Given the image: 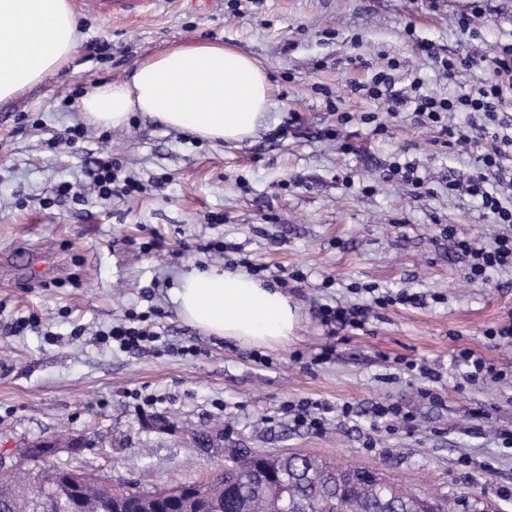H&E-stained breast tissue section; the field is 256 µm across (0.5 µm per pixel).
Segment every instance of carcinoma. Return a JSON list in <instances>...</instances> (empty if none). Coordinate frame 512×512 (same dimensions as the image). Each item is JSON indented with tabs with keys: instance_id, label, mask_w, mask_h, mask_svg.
Wrapping results in <instances>:
<instances>
[{
	"instance_id": "carcinoma-1",
	"label": "carcinoma",
	"mask_w": 512,
	"mask_h": 512,
	"mask_svg": "<svg viewBox=\"0 0 512 512\" xmlns=\"http://www.w3.org/2000/svg\"><path fill=\"white\" fill-rule=\"evenodd\" d=\"M262 457L250 448L227 446L224 461L216 462L223 471L206 482L190 483L178 504L170 502L171 489L161 487L133 498L128 512H490L484 495L475 491L460 497H422L396 488L381 474L356 478V466L307 454H273L272 478L241 483ZM63 476V468L43 465L39 458L0 471V512H47L37 485ZM106 488V479L82 473V512H97Z\"/></svg>"
}]
</instances>
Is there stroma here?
Listing matches in <instances>:
<instances>
[{
  "label": "stroma",
  "mask_w": 512,
  "mask_h": 512,
  "mask_svg": "<svg viewBox=\"0 0 512 512\" xmlns=\"http://www.w3.org/2000/svg\"><path fill=\"white\" fill-rule=\"evenodd\" d=\"M69 2L79 21L70 62L0 101V454L64 430L85 445L53 463L151 491L205 479L210 457L186 431L218 427L228 443L376 469L414 494L477 489L512 512L501 495L512 489V446L500 440L512 431V343L488 336L512 321V273L470 283L455 246L512 229L448 192L483 145H448L412 106L393 115L361 90L390 61L405 95L417 77L441 97L480 83L486 58L512 44V0H482L465 33L457 18L472 0ZM194 40L240 49L266 70L272 106L252 138L214 145L140 113L119 128L86 124L80 99L93 84L128 80L143 58ZM421 41L475 64L448 83ZM369 114L384 133L364 123ZM76 124L83 139L60 143ZM337 127L358 152L322 138ZM105 155L141 191L57 198ZM398 159L416 163L423 186L390 177ZM215 241L223 254L210 251ZM243 258L296 306L287 345L210 336L181 318V274L233 271ZM375 291L421 301L375 309L359 328L321 323L320 306ZM130 311L158 340L137 350L102 341ZM464 349L506 379L469 381L453 361ZM302 400L327 407L323 429L294 421ZM393 401L412 425L375 422L373 405Z\"/></svg>",
  "instance_id": "35a3bbf8"
}]
</instances>
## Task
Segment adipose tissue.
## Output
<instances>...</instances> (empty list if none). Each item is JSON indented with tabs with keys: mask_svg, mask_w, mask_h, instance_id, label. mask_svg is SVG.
I'll list each match as a JSON object with an SVG mask.
<instances>
[{
	"mask_svg": "<svg viewBox=\"0 0 512 512\" xmlns=\"http://www.w3.org/2000/svg\"><path fill=\"white\" fill-rule=\"evenodd\" d=\"M69 0H0V101L65 66L78 40ZM271 84L259 63L237 48L193 42L138 62L131 81L95 85L81 99L89 123L117 127L132 113L213 143L241 142L268 118ZM180 316L208 335L261 346L294 336L297 312L275 286L220 268L181 276Z\"/></svg>",
	"mask_w": 512,
	"mask_h": 512,
	"instance_id": "1",
	"label": "adipose tissue"
}]
</instances>
